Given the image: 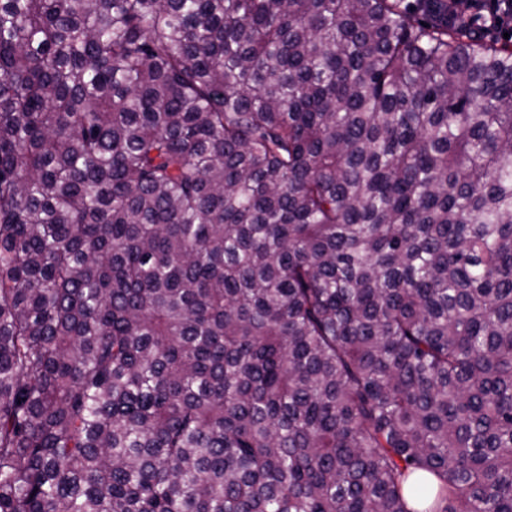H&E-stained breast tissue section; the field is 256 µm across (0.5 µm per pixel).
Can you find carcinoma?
<instances>
[{
    "mask_svg": "<svg viewBox=\"0 0 512 512\" xmlns=\"http://www.w3.org/2000/svg\"><path fill=\"white\" fill-rule=\"evenodd\" d=\"M0 512H512V46L0 0Z\"/></svg>",
    "mask_w": 512,
    "mask_h": 512,
    "instance_id": "cac0c4a2",
    "label": "carcinoma"
}]
</instances>
